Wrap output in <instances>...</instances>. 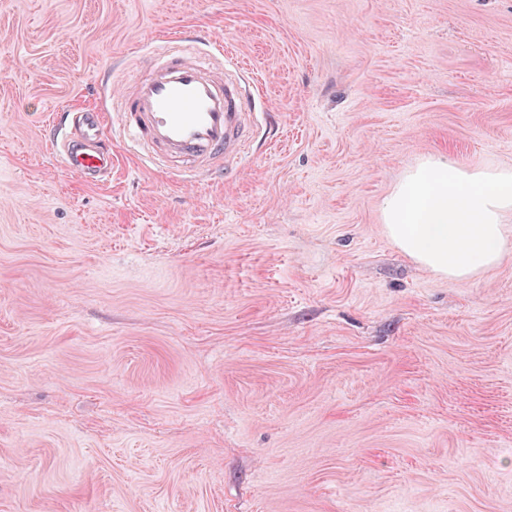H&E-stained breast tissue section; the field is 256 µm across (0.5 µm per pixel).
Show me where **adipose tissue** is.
Wrapping results in <instances>:
<instances>
[{
    "instance_id": "adipose-tissue-1",
    "label": "adipose tissue",
    "mask_w": 512,
    "mask_h": 512,
    "mask_svg": "<svg viewBox=\"0 0 512 512\" xmlns=\"http://www.w3.org/2000/svg\"><path fill=\"white\" fill-rule=\"evenodd\" d=\"M512 168H462L432 154L408 169L381 205L393 244L423 268L462 281L512 249Z\"/></svg>"
}]
</instances>
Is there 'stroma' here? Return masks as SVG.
Returning <instances> with one entry per match:
<instances>
[{
	"instance_id": "35a3bbf8",
	"label": "stroma",
	"mask_w": 512,
	"mask_h": 512,
	"mask_svg": "<svg viewBox=\"0 0 512 512\" xmlns=\"http://www.w3.org/2000/svg\"><path fill=\"white\" fill-rule=\"evenodd\" d=\"M249 77V156L187 186L111 135L158 39ZM512 167V0H0V512H512V252L442 279L380 206ZM50 131L53 154L66 171L88 183H98L112 172V149L105 143L101 112H63Z\"/></svg>"
}]
</instances>
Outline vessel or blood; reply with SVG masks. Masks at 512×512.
Masks as SVG:
<instances>
[{
    "instance_id": "vessel-or-blood-1",
    "label": "vessel or blood",
    "mask_w": 512,
    "mask_h": 512,
    "mask_svg": "<svg viewBox=\"0 0 512 512\" xmlns=\"http://www.w3.org/2000/svg\"><path fill=\"white\" fill-rule=\"evenodd\" d=\"M252 99L223 55L201 56L192 39L180 37L159 48L148 74L124 88L115 110L120 132L150 163L169 168L185 162L201 178L246 152ZM50 131L53 154L66 171L89 183L111 173L101 113H61Z\"/></svg>"
}]
</instances>
